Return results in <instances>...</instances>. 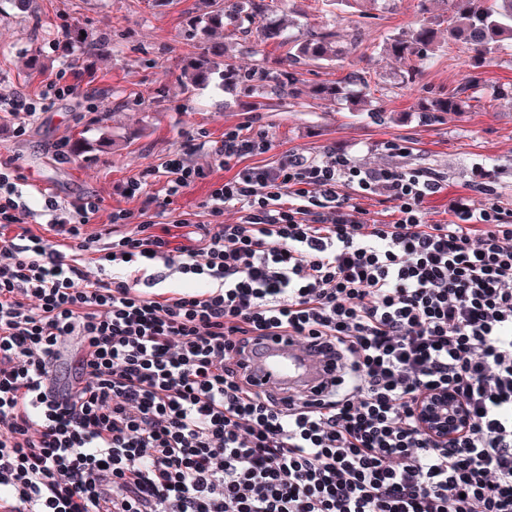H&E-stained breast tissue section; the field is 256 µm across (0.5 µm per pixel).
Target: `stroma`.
Here are the masks:
<instances>
[{
  "instance_id": "35a3bbf8",
  "label": "stroma",
  "mask_w": 512,
  "mask_h": 512,
  "mask_svg": "<svg viewBox=\"0 0 512 512\" xmlns=\"http://www.w3.org/2000/svg\"><path fill=\"white\" fill-rule=\"evenodd\" d=\"M207 0H175L152 8L147 0H36L34 15L0 6V98L16 93L38 97L50 85L76 84L75 94L48 100L34 117L19 120L0 112V161L13 160L32 187L30 205L41 208L44 195L65 203L95 195L103 206L97 223H107L112 209L139 210L142 202L126 198L122 183L159 165L173 151L204 168L206 177L184 189L169 205L165 217L207 221L203 207L213 183L232 177L235 167H219L212 156L228 127L245 126L264 133L272 147L254 157L270 164L288 152L321 158L326 146L349 152L370 169L386 166L426 168L444 180L443 191L426 205L427 218L447 217L458 198L481 205L483 194L470 191L474 164L495 174V191L502 206L512 209V55L503 53L479 68L481 98L467 112L448 113L423 122L420 107L427 98L447 94L465 83L471 73L458 45L447 44L446 33L435 64L409 86L399 82L410 60L382 53L387 37L409 32L422 18L446 13L444 0H376L362 24L350 13L337 12L335 26L346 53L336 61L301 66L305 84L337 81L353 70L369 71L377 82L369 102L352 111L349 99H288L266 107L256 90L224 94L207 87L186 94L177 76L182 59L192 52L184 36L189 14L206 11ZM83 26L90 37L105 43L96 55L93 77L80 76L65 47L63 32ZM48 63L46 73L28 68L31 54ZM111 119L100 125V112ZM25 134H18L17 126ZM83 141L79 157L55 160L54 146ZM407 141L410 151L392 154L388 141Z\"/></svg>"
}]
</instances>
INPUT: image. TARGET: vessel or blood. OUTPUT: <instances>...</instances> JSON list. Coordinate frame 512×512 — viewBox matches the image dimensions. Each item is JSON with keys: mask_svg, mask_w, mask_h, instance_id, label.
<instances>
[{"mask_svg": "<svg viewBox=\"0 0 512 512\" xmlns=\"http://www.w3.org/2000/svg\"><path fill=\"white\" fill-rule=\"evenodd\" d=\"M249 365L257 384L284 393L310 392L324 377L320 358L284 336L260 339L249 354Z\"/></svg>", "mask_w": 512, "mask_h": 512, "instance_id": "b4317fda", "label": "vessel or blood"}]
</instances>
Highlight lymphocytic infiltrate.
I'll return each instance as SVG.
<instances>
[{
    "mask_svg": "<svg viewBox=\"0 0 512 512\" xmlns=\"http://www.w3.org/2000/svg\"><path fill=\"white\" fill-rule=\"evenodd\" d=\"M270 148L225 129L240 168L202 224L146 211L204 178L180 152L105 224L96 196L32 209L0 161V512H512V209L490 171L484 204L431 224L430 170L333 146L247 165ZM371 195L392 221L368 222ZM265 336L322 357L315 394L252 381ZM439 389L468 412L445 444L416 414Z\"/></svg>",
    "mask_w": 512,
    "mask_h": 512,
    "instance_id": "f902f5d3",
    "label": "lymphocytic infiltrate"
}]
</instances>
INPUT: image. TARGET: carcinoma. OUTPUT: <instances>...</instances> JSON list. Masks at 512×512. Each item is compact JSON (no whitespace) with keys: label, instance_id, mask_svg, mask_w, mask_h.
Instances as JSON below:
<instances>
[{"label":"carcinoma","instance_id":"cac0c4a2","mask_svg":"<svg viewBox=\"0 0 512 512\" xmlns=\"http://www.w3.org/2000/svg\"><path fill=\"white\" fill-rule=\"evenodd\" d=\"M462 11L448 13L446 33L448 43L464 47L470 66L480 68L494 60V54L512 45V0H467ZM275 13L271 0H212L209 11L197 14L190 19L187 40L193 42L195 52L184 59L178 80L183 90L193 93L201 87L216 83L224 91L240 86L251 89L264 88V71L254 68L243 72L225 55L224 45L210 41L211 33L224 31L228 35L248 38L252 31L248 23L256 16H269ZM441 21L424 19L407 34L389 37L381 45L383 51L400 57L411 58L415 68L402 77V83H414L417 74L430 65L438 49L435 27ZM287 26L276 19L267 23L257 35L263 45L277 44L287 48L288 69L282 71L280 86L288 89V95L299 98L304 94L303 80L295 70L302 61L316 63L332 61L344 53L338 45L336 30L327 25L308 28L297 36L286 33ZM83 27L75 25L64 32L67 45L84 47L89 36L82 35ZM361 86V94L371 93L370 80L363 72H353L344 79L322 85L317 94L329 99L344 95L347 85ZM481 95L477 77L470 80L455 92L432 98L423 109V120L430 122L438 115L447 112H464L470 101Z\"/></svg>","mask_w":512,"mask_h":512}]
</instances>
